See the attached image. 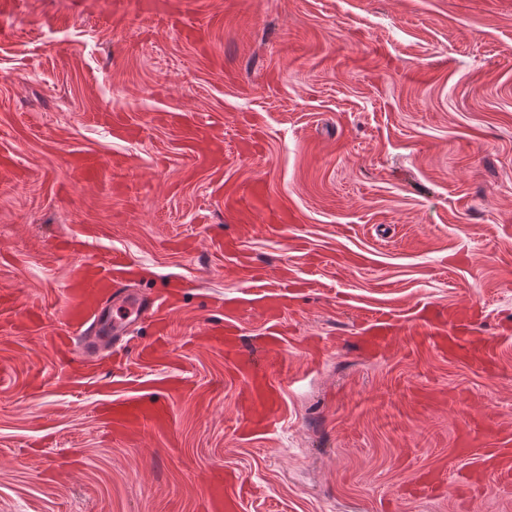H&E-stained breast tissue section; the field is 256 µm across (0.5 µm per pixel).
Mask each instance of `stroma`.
<instances>
[{
  "mask_svg": "<svg viewBox=\"0 0 512 512\" xmlns=\"http://www.w3.org/2000/svg\"><path fill=\"white\" fill-rule=\"evenodd\" d=\"M12 0L0 27V512H203L216 470L242 512H512L459 437L512 431V0ZM123 113L138 133L94 123ZM206 123L196 144L178 120ZM125 169L78 180L72 154ZM264 189L247 233L224 194ZM122 251L137 289L180 282L159 354L137 326L109 372L60 352L79 267ZM298 288L275 362L258 308L239 345L278 387L266 434L205 330L255 268ZM480 305L491 372L411 335L422 305ZM387 311L378 353L354 339ZM184 387L169 393L172 379ZM168 397L171 425L111 435L102 402ZM442 470L460 494L421 491Z\"/></svg>",
  "mask_w": 512,
  "mask_h": 512,
  "instance_id": "35a3bbf8",
  "label": "stroma"
}]
</instances>
